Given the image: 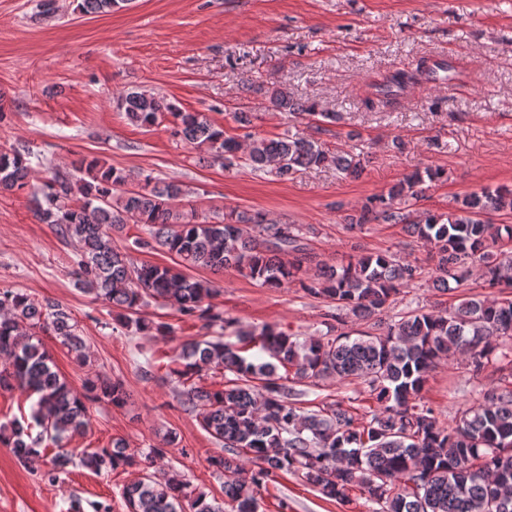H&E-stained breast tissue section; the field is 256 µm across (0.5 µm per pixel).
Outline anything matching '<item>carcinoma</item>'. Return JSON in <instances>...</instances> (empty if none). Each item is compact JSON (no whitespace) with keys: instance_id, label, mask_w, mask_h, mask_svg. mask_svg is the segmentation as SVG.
<instances>
[{"instance_id":"carcinoma-1","label":"carcinoma","mask_w":512,"mask_h":512,"mask_svg":"<svg viewBox=\"0 0 512 512\" xmlns=\"http://www.w3.org/2000/svg\"><path fill=\"white\" fill-rule=\"evenodd\" d=\"M130 0H82V13L103 14L125 8ZM430 74L422 64L414 72L398 71L379 86L388 98ZM269 103L276 110L303 112L323 123L336 113L321 112L314 102H298L276 88ZM127 118L152 127L166 115L173 133L203 149L224 166L234 164L241 144L206 115L182 112L172 101L141 91L121 98ZM32 152L24 145L0 151V191L28 186ZM246 156L257 169L270 167L279 178L332 166L353 177L363 171L360 158L331 152L317 142L288 136L250 137ZM73 180L55 173L34 195L35 215L43 224L75 243L73 275L80 289L120 310L117 321L137 333L167 337L165 323L145 324L134 317L145 298L175 307L209 328L230 321L209 303L217 289L168 266H134L112 246V231L142 224L147 237L134 244L149 249L156 243L176 254L188 267L214 271L234 269L265 288H286L299 282L310 295L336 303L363 321L381 314L388 301L420 274V267L387 252L352 256L338 266L304 269L308 256L301 229L280 224L261 212L232 210L219 222L185 211L186 196L177 181L143 177L137 185L97 158L82 160ZM442 176L431 168L416 171L395 184L387 197L370 200L348 217L350 226L401 224L411 236L434 249L438 263L435 284L462 286L474 267L481 268L483 287L512 293V224H496L494 213L512 215V188L484 189L455 200L446 214L413 206L423 199L425 180ZM51 332L86 364L85 340L71 314L58 302L41 303L12 289L0 291V389L19 388L34 398L30 416L0 425V441L28 466H48L55 479L71 460L60 446L49 459L40 451L43 437L60 444L82 432L88 421L87 402L101 393L122 406L127 392L119 381L96 373L85 379V393H73L53 369L38 337ZM512 341V297L465 295L444 310L414 309L379 334L352 337L308 336L302 340L265 328L260 348L269 360L249 361L234 343L221 338L185 343L173 370L182 385L180 403L198 412L202 428L227 452L209 465L224 473V496L233 512H258L257 489L281 473L299 475L322 496L344 502L359 489L381 512H512V358L501 345ZM462 361L477 377L488 368L499 373V386L483 395V403L464 410L444 424L422 403L428 373L438 360ZM234 374L223 388L206 390L193 378L209 367ZM316 382L365 383L380 404L371 419L358 421L341 401L316 410L296 406L290 377ZM37 433H32L34 428ZM82 464L90 471L140 465L121 440L85 451ZM125 512H224V503L189 489L173 471L159 481L143 474L123 487Z\"/></svg>"}]
</instances>
